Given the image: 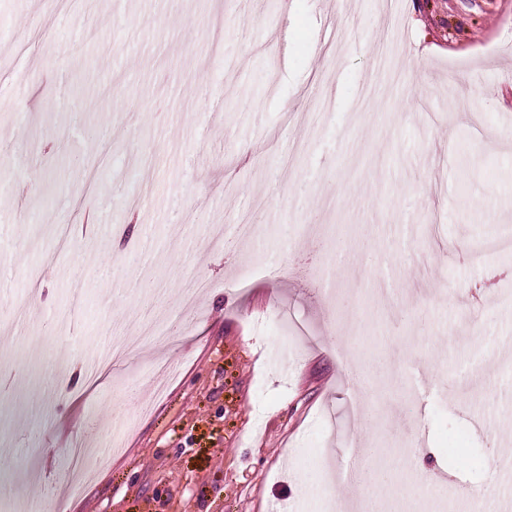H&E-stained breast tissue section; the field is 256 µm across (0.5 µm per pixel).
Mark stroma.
<instances>
[{"instance_id":"1","label":"stroma","mask_w":512,"mask_h":512,"mask_svg":"<svg viewBox=\"0 0 512 512\" xmlns=\"http://www.w3.org/2000/svg\"><path fill=\"white\" fill-rule=\"evenodd\" d=\"M511 228L512 0H0V512H326L372 441L499 512ZM68 454L72 458L73 463L76 465L71 469V476L68 483V491L71 494H76L81 489V484L76 480V474L78 472H87L81 465L84 458L93 457L96 455V451L92 448H82V446L74 445L68 449ZM72 463V464H73Z\"/></svg>"}]
</instances>
